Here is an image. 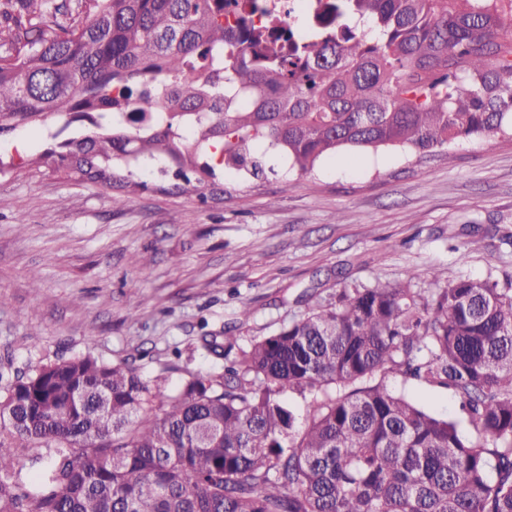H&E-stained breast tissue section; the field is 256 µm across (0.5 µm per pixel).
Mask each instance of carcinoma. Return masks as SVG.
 Returning <instances> with one entry per match:
<instances>
[{"mask_svg": "<svg viewBox=\"0 0 512 512\" xmlns=\"http://www.w3.org/2000/svg\"><path fill=\"white\" fill-rule=\"evenodd\" d=\"M88 2L0 8V137L87 126L36 163L93 183L156 162L203 196L261 172L257 144L307 174L512 135V0H331L289 52L224 23L228 0ZM202 341L223 371L175 389L90 352L0 371V512H512V287H343L246 347ZM388 374L453 389L470 432Z\"/></svg>", "mask_w": 512, "mask_h": 512, "instance_id": "cac0c4a2", "label": "carcinoma"}]
</instances>
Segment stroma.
Segmentation results:
<instances>
[{
	"label": "stroma",
	"instance_id": "stroma-1",
	"mask_svg": "<svg viewBox=\"0 0 512 512\" xmlns=\"http://www.w3.org/2000/svg\"><path fill=\"white\" fill-rule=\"evenodd\" d=\"M62 125L53 120L50 132ZM49 134L16 131L27 153L0 152L20 169L0 175L1 366L24 371L90 351L174 387L221 369L203 335L248 345L304 315L311 294L410 279L428 296L438 283L512 276L510 137L460 140L424 158L344 150L303 175L262 145L265 175L225 174L223 195L173 192L141 167L117 207L108 186L26 168ZM170 362L177 370L165 371ZM386 383L465 424L452 389L396 374Z\"/></svg>",
	"mask_w": 512,
	"mask_h": 512
}]
</instances>
